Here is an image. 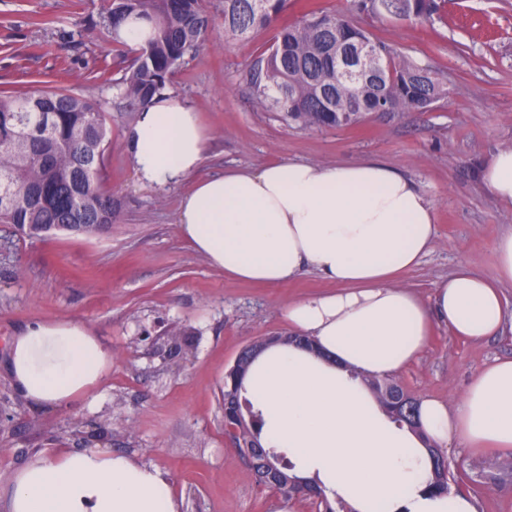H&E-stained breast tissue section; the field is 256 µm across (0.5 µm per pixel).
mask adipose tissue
I'll return each mask as SVG.
<instances>
[{
	"label": "adipose tissue",
	"mask_w": 512,
	"mask_h": 512,
	"mask_svg": "<svg viewBox=\"0 0 512 512\" xmlns=\"http://www.w3.org/2000/svg\"><path fill=\"white\" fill-rule=\"evenodd\" d=\"M209 137L192 106L164 95L125 133L142 186L192 179L178 208L183 239L238 281L279 285L308 268L334 284L283 311L309 346H273L253 363L247 387L266 437L288 449L298 477L349 512H478L471 496L430 488L428 449L512 450V358L479 370L455 403L421 400L418 435L394 423L358 377L406 369L438 327L468 341L499 335L511 319L502 287L512 285V232L496 243L495 279L458 266L427 305L401 285L436 235L435 207L412 179L366 160L228 168L199 180ZM482 181L512 206V149L487 158ZM111 366V349L71 317L30 321L8 347L14 388L41 408L88 398ZM7 509L179 512L160 469L103 448L41 450L16 471Z\"/></svg>",
	"instance_id": "obj_1"
}]
</instances>
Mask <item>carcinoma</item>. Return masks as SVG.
<instances>
[{"instance_id": "obj_1", "label": "carcinoma", "mask_w": 512, "mask_h": 512, "mask_svg": "<svg viewBox=\"0 0 512 512\" xmlns=\"http://www.w3.org/2000/svg\"><path fill=\"white\" fill-rule=\"evenodd\" d=\"M287 0H224V34L243 40L271 26ZM437 0H353L348 14L313 10L277 28L271 46L248 70V83L257 103L278 112L286 121L309 127H347L373 112L424 111L448 94L438 72L399 58L380 39H373L355 21L369 13L395 20H430L438 14ZM146 19L153 31L134 51L113 80L135 112L162 93L187 59L204 47L212 24L206 0H102L100 24L117 40L121 23ZM373 53L363 60V75L344 80L337 57L361 44ZM107 116L100 104L66 90L0 91V223L11 224L30 238H42L55 224H81L86 233L102 232L112 224V195L104 189ZM164 343L170 356L186 357L190 343ZM301 342L299 336H266L242 350L224 375V396L232 409L224 426L244 422L235 441L255 447L241 453L257 485L311 502L316 512H349L329 500L315 485L289 474L294 464L277 447L263 440L262 412L243 389V380L256 357L279 343ZM362 382L393 419L416 430L419 420L406 417L396 404L404 388L392 378L364 377ZM272 462L271 472L266 462ZM512 483V455L499 463L486 484L499 488ZM430 487L449 491V469L439 448L431 450Z\"/></svg>"}]
</instances>
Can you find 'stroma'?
I'll use <instances>...</instances> for the list:
<instances>
[{
    "label": "stroma",
    "instance_id": "1",
    "mask_svg": "<svg viewBox=\"0 0 512 512\" xmlns=\"http://www.w3.org/2000/svg\"><path fill=\"white\" fill-rule=\"evenodd\" d=\"M98 9L99 0H0V88H65L102 103L113 202L111 228L95 235L31 239L0 224V360L27 322L51 317L86 322L112 349L96 398L56 409L26 402L0 367V489L41 449L105 447L163 471L180 512H276L280 494L258 487L224 433V372L252 341L287 334L284 305L333 284L311 270L281 285L230 279L183 240L177 206L187 183L156 190L137 182L125 142L136 116L94 75L124 51L101 34ZM223 10L224 0H211L208 41L166 90L210 131L200 175L383 159L436 208V244L406 285L428 304L459 264L494 277V246L512 231V207L487 193L480 170L492 153L512 148V0H448L433 21L357 15L398 55L436 69L448 94L429 112H375L337 128L303 127L257 104L247 70L274 32L225 40ZM175 327L192 334L188 359L161 347ZM498 357H512L511 323L480 342L440 328L396 379L415 398L451 402ZM447 455L478 512H512V492L489 490L482 478L501 450L453 447Z\"/></svg>",
    "mask_w": 512,
    "mask_h": 512
}]
</instances>
